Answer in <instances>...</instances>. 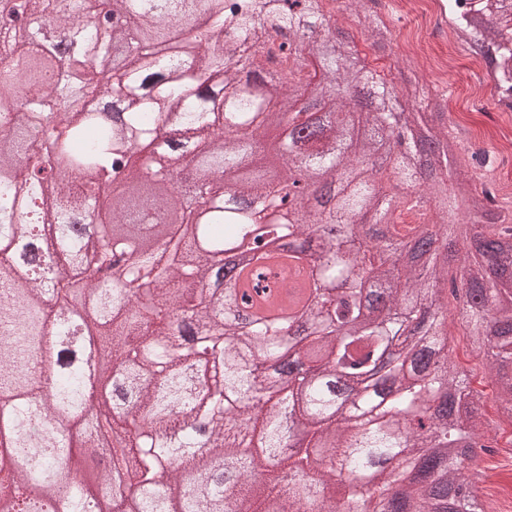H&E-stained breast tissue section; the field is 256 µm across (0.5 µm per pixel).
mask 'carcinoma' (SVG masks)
Masks as SVG:
<instances>
[{
  "instance_id": "1",
  "label": "carcinoma",
  "mask_w": 512,
  "mask_h": 512,
  "mask_svg": "<svg viewBox=\"0 0 512 512\" xmlns=\"http://www.w3.org/2000/svg\"><path fill=\"white\" fill-rule=\"evenodd\" d=\"M0 0V474L52 502V512H471L481 500L466 475L475 449L496 445L482 409L496 405L512 425V223L496 195L444 176L460 142L440 112L407 109L425 100L409 83L390 84L358 57L331 24L347 3L302 0ZM456 25L475 53L512 56V2ZM48 25L77 31L66 65L48 69ZM359 26L379 47L392 30L368 11ZM116 57L102 79L91 62ZM32 62L18 70L16 60ZM122 103L109 122L87 99L103 91ZM412 119V149L388 178L421 189L396 199L382 172L355 165L384 150L396 113ZM173 127L191 151L173 158L157 142ZM283 136L279 164L266 163L272 131ZM190 169L206 190L175 177ZM62 164L73 183L41 177ZM226 172H237L224 189ZM109 188L102 205L98 190ZM432 204L425 224H400L405 210ZM46 204L42 227L54 251L18 254L32 239L29 202ZM374 212L377 222L356 218ZM153 243L132 249L126 226ZM93 220L104 263L120 276L84 277L85 241L73 218ZM334 224L322 262L305 254L311 233ZM238 248L261 254L240 285L248 326L218 319L203 284L206 256ZM310 283L326 284L302 306L314 335L284 341L295 317L279 303L283 249ZM472 352L489 364L493 391L472 386L452 359L448 304ZM96 336L125 370L131 411L88 407L91 377L60 343ZM309 347L318 374L288 371L298 401H272L276 372L251 358L276 359ZM53 386L46 390L43 377ZM263 408L266 455L231 477L211 461L244 456L256 408ZM302 410L319 450L293 461L288 421ZM109 431L111 467L130 477L115 492L73 476L74 449ZM413 471L408 488L395 474Z\"/></svg>"
}]
</instances>
